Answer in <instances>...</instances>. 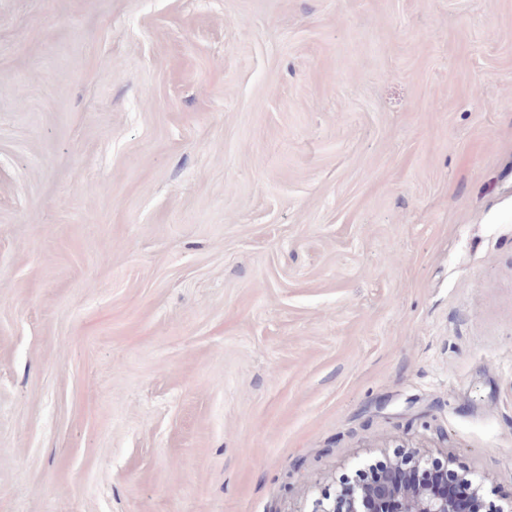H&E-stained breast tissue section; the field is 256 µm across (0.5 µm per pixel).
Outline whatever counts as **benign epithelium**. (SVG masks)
Here are the masks:
<instances>
[{"instance_id": "obj_1", "label": "benign epithelium", "mask_w": 512, "mask_h": 512, "mask_svg": "<svg viewBox=\"0 0 512 512\" xmlns=\"http://www.w3.org/2000/svg\"><path fill=\"white\" fill-rule=\"evenodd\" d=\"M420 460L396 459L387 469L340 487L337 497L318 502L313 512H482L479 488L463 477L456 491L438 482L414 479Z\"/></svg>"}]
</instances>
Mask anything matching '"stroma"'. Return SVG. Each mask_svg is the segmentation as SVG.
<instances>
[{
  "label": "stroma",
  "instance_id": "obj_1",
  "mask_svg": "<svg viewBox=\"0 0 512 512\" xmlns=\"http://www.w3.org/2000/svg\"><path fill=\"white\" fill-rule=\"evenodd\" d=\"M512 504V0H0V512ZM420 460L396 459L386 470L352 484L341 486L337 497L319 501L312 512H481L482 501L473 479L463 476L465 485L455 492L443 482L417 481L412 470L420 471Z\"/></svg>",
  "mask_w": 512,
  "mask_h": 512
}]
</instances>
